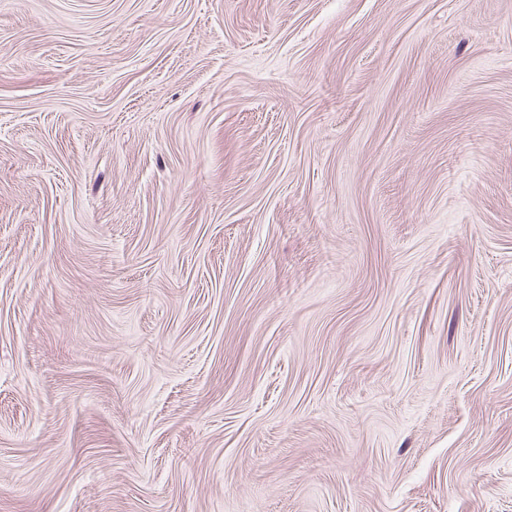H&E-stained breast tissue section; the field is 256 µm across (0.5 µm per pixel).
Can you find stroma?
<instances>
[{
	"instance_id": "35a3bbf8",
	"label": "stroma",
	"mask_w": 512,
	"mask_h": 512,
	"mask_svg": "<svg viewBox=\"0 0 512 512\" xmlns=\"http://www.w3.org/2000/svg\"><path fill=\"white\" fill-rule=\"evenodd\" d=\"M0 512H512V0H0Z\"/></svg>"
}]
</instances>
